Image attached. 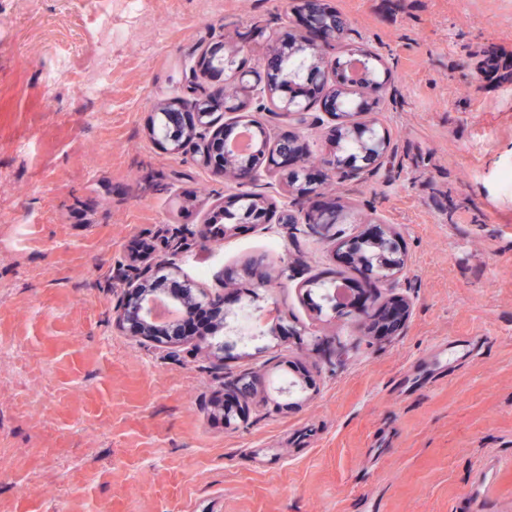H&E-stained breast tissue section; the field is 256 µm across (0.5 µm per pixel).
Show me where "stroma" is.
I'll list each match as a JSON object with an SVG mask.
<instances>
[{
  "mask_svg": "<svg viewBox=\"0 0 512 512\" xmlns=\"http://www.w3.org/2000/svg\"><path fill=\"white\" fill-rule=\"evenodd\" d=\"M296 2L0 0V512H512V81L476 69L489 46L512 64V0H324L348 23L326 61L377 57L391 152L350 179L313 165L342 208L332 241L291 228L283 177L238 185L200 166L199 140L174 151L152 129L174 99L220 91L205 50L298 31ZM106 20L96 109L79 87ZM60 55L72 76L46 90ZM254 117L271 142L336 150L320 105L298 126ZM244 191L273 219L203 240L212 206ZM387 228L406 264L381 295L411 313L380 337L322 297L363 283L336 241ZM162 257L225 311L266 312L260 334L196 348L118 328ZM237 376L254 393L228 427Z\"/></svg>",
  "mask_w": 512,
  "mask_h": 512,
  "instance_id": "1",
  "label": "stroma"
}]
</instances>
